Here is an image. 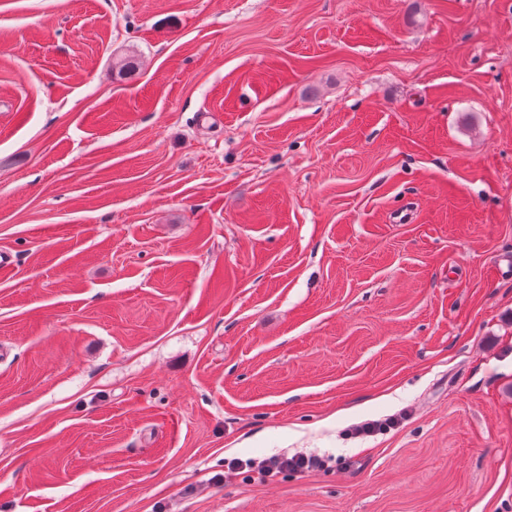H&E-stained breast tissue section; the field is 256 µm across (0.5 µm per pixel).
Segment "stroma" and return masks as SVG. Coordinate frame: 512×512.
I'll list each match as a JSON object with an SVG mask.
<instances>
[{
	"instance_id": "stroma-1",
	"label": "stroma",
	"mask_w": 512,
	"mask_h": 512,
	"mask_svg": "<svg viewBox=\"0 0 512 512\" xmlns=\"http://www.w3.org/2000/svg\"><path fill=\"white\" fill-rule=\"evenodd\" d=\"M0 256V512H512V0H0ZM249 468L255 469L261 478L273 477L274 473L291 470L304 472L324 465V461L315 457L293 456L292 458H275L255 465L251 462L246 464Z\"/></svg>"
}]
</instances>
